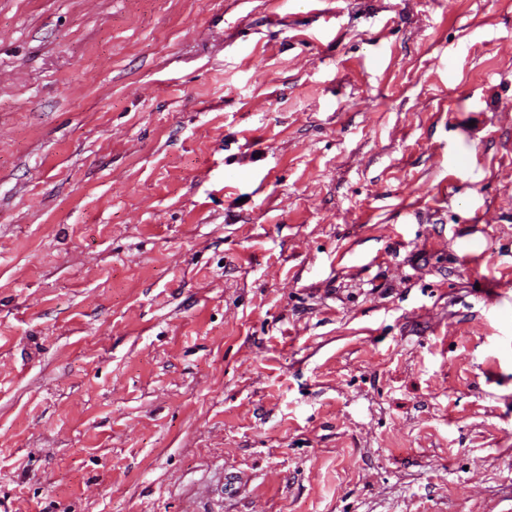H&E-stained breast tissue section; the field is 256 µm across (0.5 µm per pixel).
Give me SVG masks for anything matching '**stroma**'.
<instances>
[{
  "label": "stroma",
  "instance_id": "obj_1",
  "mask_svg": "<svg viewBox=\"0 0 512 512\" xmlns=\"http://www.w3.org/2000/svg\"><path fill=\"white\" fill-rule=\"evenodd\" d=\"M0 512H512V0H0Z\"/></svg>",
  "mask_w": 512,
  "mask_h": 512
}]
</instances>
